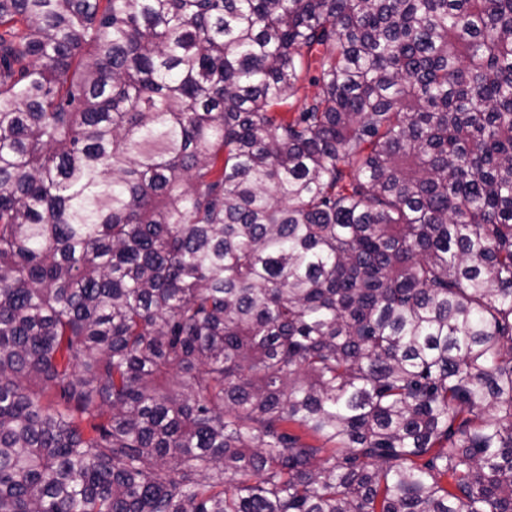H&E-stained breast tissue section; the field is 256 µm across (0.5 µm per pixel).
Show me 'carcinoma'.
<instances>
[{"label": "carcinoma", "instance_id": "1", "mask_svg": "<svg viewBox=\"0 0 512 512\" xmlns=\"http://www.w3.org/2000/svg\"><path fill=\"white\" fill-rule=\"evenodd\" d=\"M0 512H512V0H0Z\"/></svg>", "mask_w": 512, "mask_h": 512}]
</instances>
